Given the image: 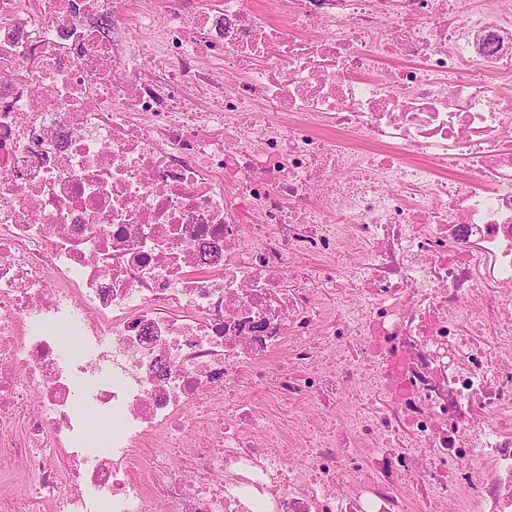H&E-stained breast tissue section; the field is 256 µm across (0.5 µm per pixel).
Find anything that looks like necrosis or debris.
<instances>
[{"mask_svg":"<svg viewBox=\"0 0 512 512\" xmlns=\"http://www.w3.org/2000/svg\"><path fill=\"white\" fill-rule=\"evenodd\" d=\"M0 512H512V0H0Z\"/></svg>","mask_w":512,"mask_h":512,"instance_id":"4bbe7bcc","label":"necrosis or debris"}]
</instances>
